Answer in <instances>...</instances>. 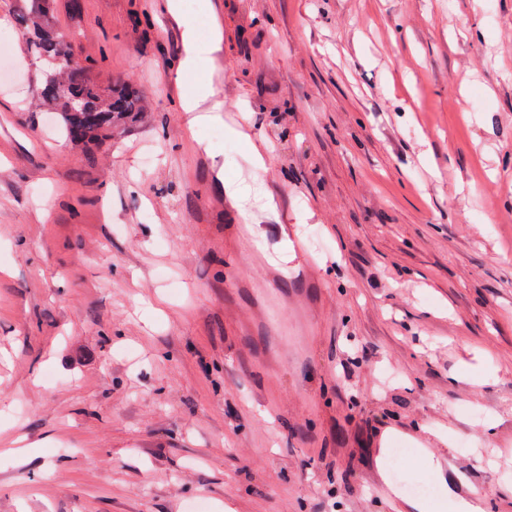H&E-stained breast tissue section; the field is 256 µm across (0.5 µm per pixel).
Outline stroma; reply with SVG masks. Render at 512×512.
Segmentation results:
<instances>
[{"mask_svg":"<svg viewBox=\"0 0 512 512\" xmlns=\"http://www.w3.org/2000/svg\"><path fill=\"white\" fill-rule=\"evenodd\" d=\"M160 3L51 0L142 99L88 148L0 0V512H512V0H211L182 75ZM205 103L208 106L201 109L202 104ZM179 106L180 112H183L186 124L191 131L205 120L221 121V112H224V103L211 84L202 85L191 93L182 95ZM197 112L206 113L198 114Z\"/></svg>","mask_w":512,"mask_h":512,"instance_id":"1","label":"stroma"}]
</instances>
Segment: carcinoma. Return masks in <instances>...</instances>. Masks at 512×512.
Masks as SVG:
<instances>
[{
  "instance_id": "1",
  "label": "carcinoma",
  "mask_w": 512,
  "mask_h": 512,
  "mask_svg": "<svg viewBox=\"0 0 512 512\" xmlns=\"http://www.w3.org/2000/svg\"><path fill=\"white\" fill-rule=\"evenodd\" d=\"M30 50L55 59L47 64L40 97L56 107L59 122L70 138L99 143L114 129L137 121L142 111L139 94L126 85L101 90L83 69L74 68L63 33L55 32L52 40L37 38L30 43Z\"/></svg>"
}]
</instances>
